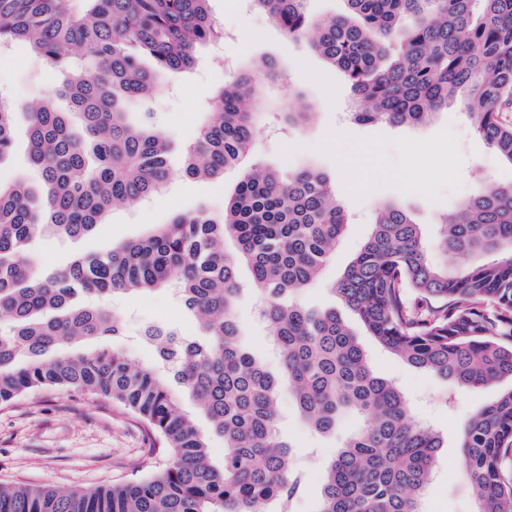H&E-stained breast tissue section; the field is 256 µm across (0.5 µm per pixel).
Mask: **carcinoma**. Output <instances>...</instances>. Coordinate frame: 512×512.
Instances as JSON below:
<instances>
[{
  "label": "carcinoma",
  "instance_id": "1",
  "mask_svg": "<svg viewBox=\"0 0 512 512\" xmlns=\"http://www.w3.org/2000/svg\"><path fill=\"white\" fill-rule=\"evenodd\" d=\"M211 0H0V47L22 44L66 79L25 106L23 178L0 183V405L37 389L112 399L161 437L165 468L112 488L60 493L0 486V512H288L305 484L291 445L278 434L276 401L286 392L304 421L333 434L359 414L326 470L319 512H420L441 434L416 422L402 390L379 376L349 325L295 296L330 263L348 214L334 180L315 167L285 177L246 169L263 93L279 73L243 71L209 105L210 121L182 148L180 171L220 180L240 170L218 221L178 213L147 235L42 272L19 256L44 233L78 238L106 223L111 206L161 190L172 174V142L128 121L152 98L157 74L184 72L197 49L219 37ZM282 34L306 41L344 74L360 124L421 126L448 102L512 165V0H345L318 18L308 0H251ZM67 109L57 108L56 100ZM15 112L0 103V165L13 150ZM314 116L309 103L284 112L290 125ZM373 232L332 290L381 346L458 389L512 379V184L482 188L440 225L438 247L488 263H433L419 225L403 209L377 207ZM233 240L234 249L224 247ZM261 298L281 370L266 368L243 341L236 317L241 266ZM168 288L196 317L184 336L150 325L142 337L157 364L132 362L117 343L115 295ZM82 341L99 344L77 348ZM170 374L209 423L204 431L162 381ZM224 440L221 462L211 436ZM458 467L477 512H512V388L458 430Z\"/></svg>",
  "mask_w": 512,
  "mask_h": 512
}]
</instances>
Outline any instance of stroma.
<instances>
[{"mask_svg": "<svg viewBox=\"0 0 512 512\" xmlns=\"http://www.w3.org/2000/svg\"><path fill=\"white\" fill-rule=\"evenodd\" d=\"M212 13L226 36L219 45L204 47L191 71L169 74L161 91L130 118L140 122L150 114L153 125L174 142L194 139L208 120V103L215 91L245 69L275 63L290 79L264 96V120L251 164L288 174L315 166L334 178L337 202L351 222L323 275L298 295L312 308L330 307L351 326L375 371L403 391L414 417L438 430L446 443L439 453L430 484L420 502L421 512H476V497L458 469L457 427L477 408L495 400L500 386L457 393L446 403L449 383L420 371L383 348L369 336L358 317L331 290L372 232L378 204L391 202L410 211L425 238H432L440 219L457 211L480 181L512 183V164L502 160L474 134L455 104L431 123L418 128L385 123L358 124L351 118L353 94L344 76L330 68L306 42L286 39L248 0H212ZM48 67L22 45L0 54V93L22 106L48 91ZM313 104L316 115L306 127L286 126L285 107L298 97ZM238 180L237 172L206 182L173 176L158 194L134 205L115 206L106 224L91 235L69 239L45 234L33 252L42 270L66 265L73 256L103 250L112 244L142 237L173 214L199 209L219 216L224 196ZM237 316L245 341L257 348L266 367L280 369V356L262 321L260 301L247 269L239 271ZM112 310L127 323L123 348L141 365L155 363V353L142 343L145 326L164 325L193 335L196 326L173 291L156 290L112 298ZM279 432L294 448L308 489L292 504V512H318L321 479L346 438L363 423L353 415L335 435L311 431L288 395L278 400ZM165 451L130 411L106 398L65 389L27 393L0 405V484L50 485L62 491L94 489L146 476L161 468Z\"/></svg>", "mask_w": 512, "mask_h": 512, "instance_id": "1", "label": "stroma"}]
</instances>
